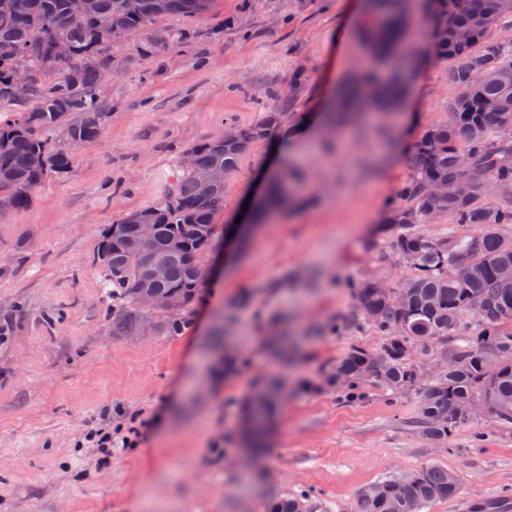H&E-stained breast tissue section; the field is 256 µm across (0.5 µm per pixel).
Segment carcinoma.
Listing matches in <instances>:
<instances>
[{
  "label": "carcinoma",
  "instance_id": "1",
  "mask_svg": "<svg viewBox=\"0 0 512 512\" xmlns=\"http://www.w3.org/2000/svg\"><path fill=\"white\" fill-rule=\"evenodd\" d=\"M373 11L385 14L384 28L365 30L375 55L396 74H365L343 89V111L337 118L398 105L405 88L412 45L403 41L408 0H368ZM433 25V50L449 64L456 87L448 100V119L428 126L413 146L410 173L398 187L377 238L387 240L391 253L404 260L410 274L396 288L383 289L377 279L348 285L364 322L382 337L374 350L352 346L336 363L327 365L315 390H336L352 401L366 398L363 374L394 396L413 390L418 396L423 435L443 444L475 400L488 403L501 427H512V281L501 279L512 268V195L490 192V183L512 188V0H424ZM127 0H93L82 16L70 11V0H12L0 13V112L14 118L0 121V208L27 205L31 192L50 173L62 175L71 155L53 147V134L72 145L100 138L106 113L100 88L105 82L110 45L131 31L166 16L202 14L210 0H138L130 11ZM65 44L70 57L60 60L56 48ZM25 78L29 101L11 92ZM280 119L266 112L249 126L224 125L235 138L203 141L190 148L198 168L215 165L233 174L251 146L266 137ZM193 172L176 175L174 194L159 204L111 224L98 255L105 270L107 293L124 301L112 325L123 332L139 331L138 294L172 296L182 309L198 292L203 269L199 258L218 235L214 216L224 206V185L207 196L196 194ZM437 184L449 186L448 196L431 193ZM492 197L495 203L485 202ZM292 201L283 184L268 197L280 209ZM448 219V236L430 239L419 224ZM155 225L149 251L166 268L153 279L138 261L139 224ZM450 345L447 368L428 377L410 356H430V346ZM498 360L496 375L484 365ZM276 393L248 401L253 427L251 448L265 441ZM459 476L438 465H426L413 477L383 478L358 496L357 512H423L429 504L454 498ZM309 494L293 493L268 500L263 512H311Z\"/></svg>",
  "mask_w": 512,
  "mask_h": 512
}]
</instances>
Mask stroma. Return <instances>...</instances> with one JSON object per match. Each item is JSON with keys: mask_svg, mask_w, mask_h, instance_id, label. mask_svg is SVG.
<instances>
[{"mask_svg": "<svg viewBox=\"0 0 512 512\" xmlns=\"http://www.w3.org/2000/svg\"><path fill=\"white\" fill-rule=\"evenodd\" d=\"M366 16L364 0H211L205 13L161 18L112 46L102 138L75 148L69 172L49 176L26 207L0 210V512H261L264 499L301 491L315 512H348L364 487L428 464L461 487L424 512H465L464 498L508 512L512 428L486 417L435 444L419 432L415 392L391 398L372 386L350 402L297 389L351 346L380 345L367 327H322L354 314L349 281L393 288L408 276L365 243L415 141L447 118L455 92L413 0L405 33L416 64L399 111L338 139L322 134L337 87L385 68L362 37ZM269 106L282 114L299 209L246 241L217 238L181 313L155 309L148 332L116 330L98 259L106 228L162 199L190 147ZM306 114L310 132L291 136ZM279 165L256 142L216 223H235L262 191L257 178ZM177 316L188 326L173 335ZM273 336L292 338V359L272 352ZM270 378L283 395L267 448L245 466L243 405ZM99 430L112 433L111 456L89 440Z\"/></svg>", "mask_w": 512, "mask_h": 512, "instance_id": "obj_1", "label": "stroma"}]
</instances>
